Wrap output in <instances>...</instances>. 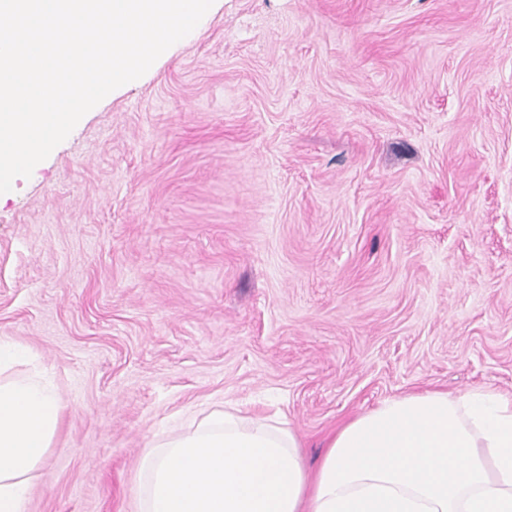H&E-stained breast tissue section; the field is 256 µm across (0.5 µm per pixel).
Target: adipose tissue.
<instances>
[{"label": "adipose tissue", "instance_id": "obj_1", "mask_svg": "<svg viewBox=\"0 0 512 512\" xmlns=\"http://www.w3.org/2000/svg\"><path fill=\"white\" fill-rule=\"evenodd\" d=\"M32 358L0 338V512H27L60 424ZM139 482L137 512H512V394L386 399L336 430L312 475L281 416L228 404L151 439Z\"/></svg>", "mask_w": 512, "mask_h": 512}]
</instances>
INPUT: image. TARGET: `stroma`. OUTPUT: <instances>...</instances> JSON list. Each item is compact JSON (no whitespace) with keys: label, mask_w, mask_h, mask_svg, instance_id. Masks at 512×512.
Masks as SVG:
<instances>
[{"label":"stroma","mask_w":512,"mask_h":512,"mask_svg":"<svg viewBox=\"0 0 512 512\" xmlns=\"http://www.w3.org/2000/svg\"><path fill=\"white\" fill-rule=\"evenodd\" d=\"M0 194V337L63 400L28 512H135L152 435L281 410L307 466L512 393V0H222Z\"/></svg>","instance_id":"obj_1"}]
</instances>
